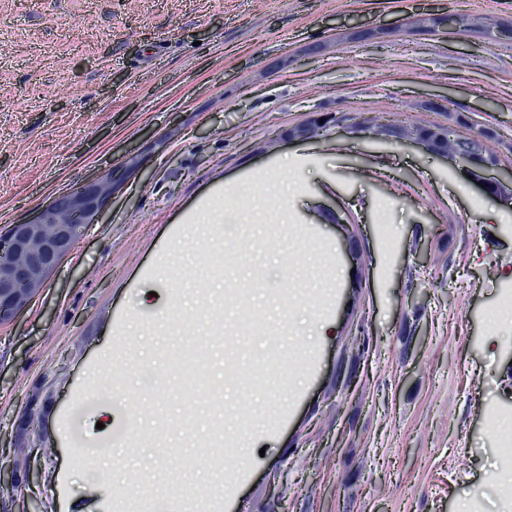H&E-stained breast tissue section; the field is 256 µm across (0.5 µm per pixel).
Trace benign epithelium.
Segmentation results:
<instances>
[{
  "instance_id": "7a95c632",
  "label": "benign epithelium",
  "mask_w": 512,
  "mask_h": 512,
  "mask_svg": "<svg viewBox=\"0 0 512 512\" xmlns=\"http://www.w3.org/2000/svg\"><path fill=\"white\" fill-rule=\"evenodd\" d=\"M400 142L421 144L452 164L472 183H481L484 193L501 207L512 205V169H504L484 150L464 158L448 156L434 147L429 134L398 138ZM112 181L108 171L99 179L55 198L33 219L12 224L0 234V254L12 259L0 261V324L8 322L25 309L43 288L50 274L68 255L89 224H95L107 208L112 195L99 191L104 182ZM53 225L52 233L46 225Z\"/></svg>"
}]
</instances>
